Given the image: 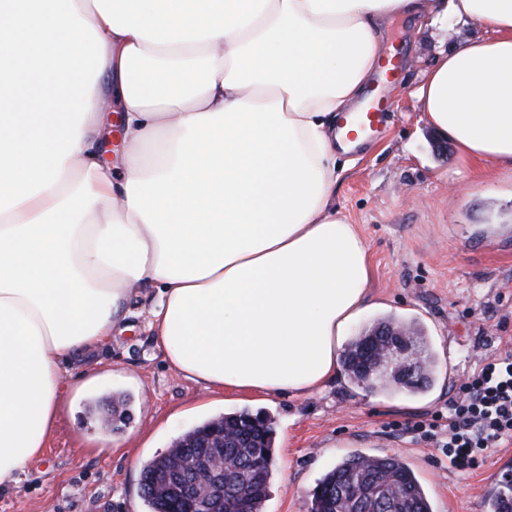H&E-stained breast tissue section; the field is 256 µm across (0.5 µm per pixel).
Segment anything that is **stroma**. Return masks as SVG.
Masks as SVG:
<instances>
[{"label": "stroma", "instance_id": "1", "mask_svg": "<svg viewBox=\"0 0 512 512\" xmlns=\"http://www.w3.org/2000/svg\"><path fill=\"white\" fill-rule=\"evenodd\" d=\"M481 25L449 19L420 29L402 18L382 43L393 50L397 78L380 93L390 110L366 144L339 152L346 169L336 205L359 224L372 263L371 288L383 307L360 327L388 315L417 318L441 371L427 392L372 394L347 379L306 398L282 393L238 401L176 375L145 328L147 298L133 304L130 332L76 361L68 381L104 376L97 396L131 398L129 419L89 411L76 400L21 484L0 491V512H145L140 474L187 429L243 408L276 420L275 467L266 512H307L313 490L341 459L396 456L415 472L434 512H490L489 501L512 474V439L491 449L475 470L451 468L434 442L410 424L440 421L464 377L484 359L512 348V168L461 165L454 146L421 119L413 92L440 51L482 35ZM112 443L98 448L99 440Z\"/></svg>", "mask_w": 512, "mask_h": 512}]
</instances>
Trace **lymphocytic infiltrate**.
I'll return each instance as SVG.
<instances>
[{
    "label": "lymphocytic infiltrate",
    "instance_id": "f902f5d3",
    "mask_svg": "<svg viewBox=\"0 0 512 512\" xmlns=\"http://www.w3.org/2000/svg\"><path fill=\"white\" fill-rule=\"evenodd\" d=\"M425 434L459 470L480 467L490 448L512 438V354L489 358L468 375L448 405L446 425L429 424Z\"/></svg>",
    "mask_w": 512,
    "mask_h": 512
}]
</instances>
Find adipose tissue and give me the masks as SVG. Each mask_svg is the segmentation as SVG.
Masks as SVG:
<instances>
[{
	"label": "adipose tissue",
	"mask_w": 512,
	"mask_h": 512,
	"mask_svg": "<svg viewBox=\"0 0 512 512\" xmlns=\"http://www.w3.org/2000/svg\"><path fill=\"white\" fill-rule=\"evenodd\" d=\"M451 14L486 35L424 71L422 118L460 163L512 167V0H0V489L145 284L158 349L199 387L336 383L374 305L337 122L393 16ZM114 111L128 149L105 164Z\"/></svg>",
	"instance_id": "obj_1"
}]
</instances>
